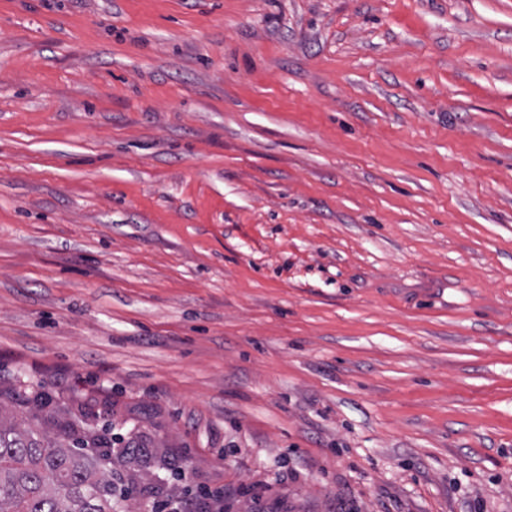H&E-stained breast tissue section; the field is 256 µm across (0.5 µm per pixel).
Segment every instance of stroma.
<instances>
[{
	"label": "stroma",
	"mask_w": 512,
	"mask_h": 512,
	"mask_svg": "<svg viewBox=\"0 0 512 512\" xmlns=\"http://www.w3.org/2000/svg\"><path fill=\"white\" fill-rule=\"evenodd\" d=\"M151 512H512V0H0V394Z\"/></svg>",
	"instance_id": "stroma-1"
}]
</instances>
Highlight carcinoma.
Masks as SVG:
<instances>
[{
    "mask_svg": "<svg viewBox=\"0 0 512 512\" xmlns=\"http://www.w3.org/2000/svg\"><path fill=\"white\" fill-rule=\"evenodd\" d=\"M24 425L0 405V512H121L134 489L118 494L101 470L107 433Z\"/></svg>",
    "mask_w": 512,
    "mask_h": 512,
    "instance_id": "carcinoma-1",
    "label": "carcinoma"
}]
</instances>
